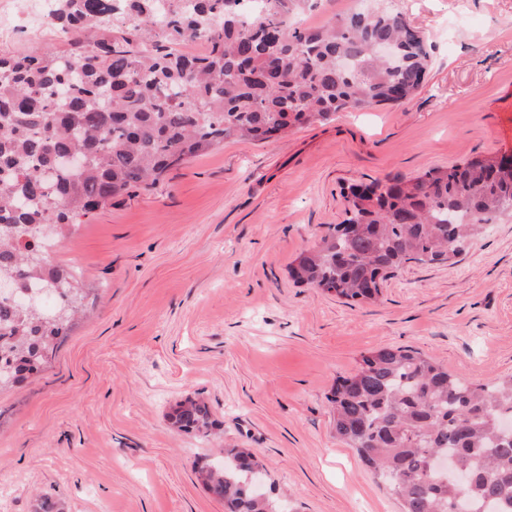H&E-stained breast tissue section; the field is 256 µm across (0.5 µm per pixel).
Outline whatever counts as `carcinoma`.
I'll return each instance as SVG.
<instances>
[{"label":"carcinoma","mask_w":512,"mask_h":512,"mask_svg":"<svg viewBox=\"0 0 512 512\" xmlns=\"http://www.w3.org/2000/svg\"><path fill=\"white\" fill-rule=\"evenodd\" d=\"M55 0L50 24L67 49L0 57V278L27 288L44 275L53 314L0 297V389L27 380L65 339L87 295L52 263L44 229L60 242L82 217L147 189L188 159L233 141H266L338 112L410 98L428 54L404 14L376 4L318 29L289 15L312 0ZM204 40L203 52L179 50ZM391 43L393 57L376 45ZM76 152L83 163L60 158ZM367 203L346 209L352 234L334 227L291 268L305 285L357 303L409 262H447L493 218L512 213V157L474 158L413 179L373 181ZM336 437L400 502L401 512H512V377L470 383L402 347H378L336 381ZM172 426L207 435V403L187 398ZM206 464V490L225 512H279L250 494L244 457ZM433 457L466 476L453 483Z\"/></svg>","instance_id":"cac0c4a2"}]
</instances>
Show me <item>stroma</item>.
Masks as SVG:
<instances>
[{
    "label": "stroma",
    "mask_w": 512,
    "mask_h": 512,
    "mask_svg": "<svg viewBox=\"0 0 512 512\" xmlns=\"http://www.w3.org/2000/svg\"><path fill=\"white\" fill-rule=\"evenodd\" d=\"M429 68L400 103L265 143L228 141L83 218L57 261L90 295L48 367L0 390V512H224L195 472L253 450L288 512H400L337 439L328 397L363 354L405 347L459 378L512 375V219L444 264H406L374 303L292 278L350 185L512 154V0H389ZM203 397L220 424L174 430Z\"/></svg>",
    "instance_id": "obj_1"
}]
</instances>
